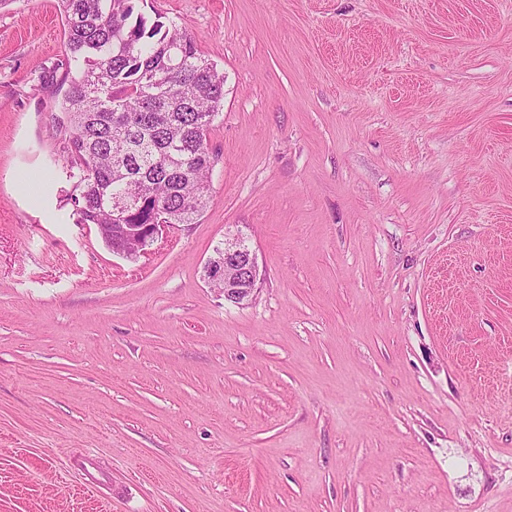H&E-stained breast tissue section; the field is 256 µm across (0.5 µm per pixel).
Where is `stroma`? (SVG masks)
<instances>
[{"mask_svg":"<svg viewBox=\"0 0 512 512\" xmlns=\"http://www.w3.org/2000/svg\"><path fill=\"white\" fill-rule=\"evenodd\" d=\"M142 10L224 108L206 210L131 260L68 198L59 0L0 7V512H512V0ZM241 233H225L224 247L217 246L215 254L224 257L221 261L209 260L206 264L211 280H222L215 285L224 288V299L242 305L252 297L260 281L259 266L255 253L249 248Z\"/></svg>","mask_w":512,"mask_h":512,"instance_id":"1","label":"stroma"}]
</instances>
